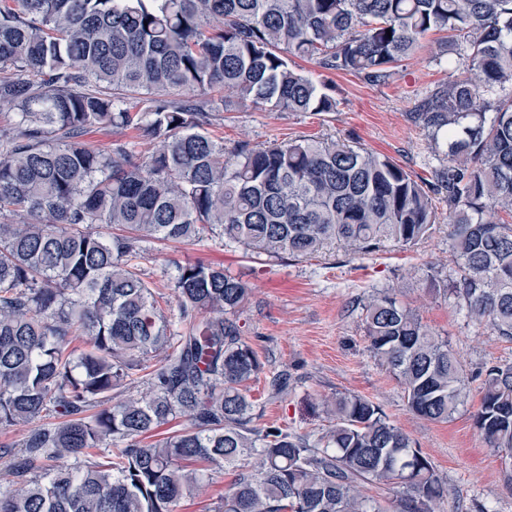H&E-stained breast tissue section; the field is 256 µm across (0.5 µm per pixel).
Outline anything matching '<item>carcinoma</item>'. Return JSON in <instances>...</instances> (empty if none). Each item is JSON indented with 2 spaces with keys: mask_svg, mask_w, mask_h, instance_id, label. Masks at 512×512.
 <instances>
[{
  "mask_svg": "<svg viewBox=\"0 0 512 512\" xmlns=\"http://www.w3.org/2000/svg\"><path fill=\"white\" fill-rule=\"evenodd\" d=\"M432 30L446 33L435 55L464 75L407 113L443 154L425 181L334 139L226 147L210 135L225 98L335 111L333 87L292 57L384 84ZM507 84L512 0H0V110L14 113L0 125V425L29 426L0 445V512H177L215 467L237 469L218 512H383L365 484L397 490L394 512H445L432 462L369 398L323 399L330 426L314 444L251 427L247 384L263 365L237 324L248 288L220 266L180 265L167 315L138 260L148 239L207 229L294 258L336 242L412 247L439 200L453 257L444 292L512 340V224L498 217L512 215V96L487 98ZM127 128L156 150L82 141ZM363 322L409 411L448 420L466 387L448 340L387 292ZM153 354L147 390L115 395ZM479 394L475 427L512 485V363L487 367ZM105 442L112 456L93 459Z\"/></svg>",
  "mask_w": 512,
  "mask_h": 512,
  "instance_id": "cac0c4a2",
  "label": "carcinoma"
}]
</instances>
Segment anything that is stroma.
<instances>
[{
	"instance_id": "stroma-1",
	"label": "stroma",
	"mask_w": 512,
	"mask_h": 512,
	"mask_svg": "<svg viewBox=\"0 0 512 512\" xmlns=\"http://www.w3.org/2000/svg\"><path fill=\"white\" fill-rule=\"evenodd\" d=\"M442 33H429L424 51L401 62L395 75L374 85L358 75L327 71L306 58L293 67L314 81H331L337 107L332 112H288L226 102L215 113L212 135L226 145L287 143L333 138L387 156L412 175L429 177L437 159L422 129L408 118L418 100L447 83V60L429 52ZM432 234L412 247L389 246L357 256L335 245L315 257L257 255L219 232L189 242H148L139 268L162 309H169L177 266L204 262L224 265L250 290L237 323L263 364L249 383L254 427H276L316 439L328 425L320 399L358 394L378 403L430 458L448 490L447 512H512V487L501 477L502 458L473 424L477 391L448 421L409 412L395 377L373 357L365 336L362 306L376 291H387L415 309L423 324L447 337L468 378L498 362L512 363V340L467 321L454 301L433 290L427 268L447 275L452 264L445 209ZM288 373L291 384L278 396L269 382Z\"/></svg>"
}]
</instances>
